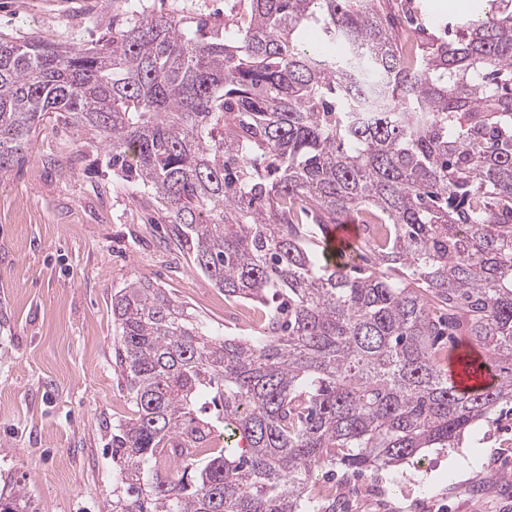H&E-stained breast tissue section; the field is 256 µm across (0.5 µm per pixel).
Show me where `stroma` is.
<instances>
[{
  "label": "stroma",
  "instance_id": "35a3bbf8",
  "mask_svg": "<svg viewBox=\"0 0 512 512\" xmlns=\"http://www.w3.org/2000/svg\"><path fill=\"white\" fill-rule=\"evenodd\" d=\"M429 37L476 17L488 0H381L390 21L409 3ZM123 0H0V35L84 44L102 37ZM164 212L113 175L104 150L49 123L25 162L0 175V498L25 485L37 512H100L117 469L112 430L133 404L112 360V293L139 278L165 288L234 335L224 294L166 246ZM512 403L478 421L458 447L359 480L387 500L355 499L350 512H512Z\"/></svg>",
  "mask_w": 512,
  "mask_h": 512
}]
</instances>
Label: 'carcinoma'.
I'll list each match as a JSON object with an SVG mask.
<instances>
[{"mask_svg":"<svg viewBox=\"0 0 512 512\" xmlns=\"http://www.w3.org/2000/svg\"><path fill=\"white\" fill-rule=\"evenodd\" d=\"M490 2L413 54L380 0H249L212 24L135 9L83 47L0 36V173L46 119L82 131L259 315L229 336L149 281L112 293L135 410L103 512H336L324 470L456 448L512 402V0ZM361 211L386 232L364 224L361 266L329 258ZM457 330L506 363L499 383L450 385Z\"/></svg>","mask_w":512,"mask_h":512,"instance_id":"obj_1","label":"carcinoma"}]
</instances>
